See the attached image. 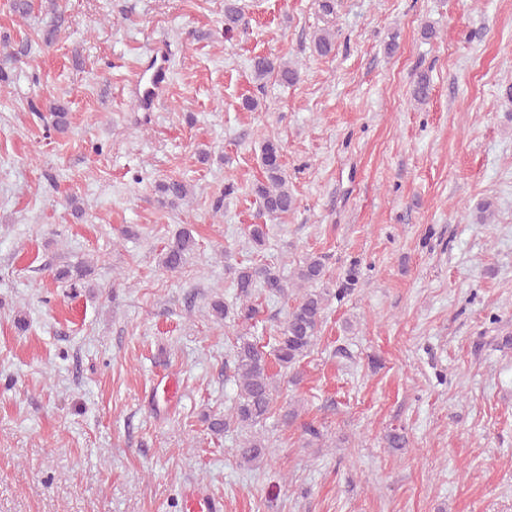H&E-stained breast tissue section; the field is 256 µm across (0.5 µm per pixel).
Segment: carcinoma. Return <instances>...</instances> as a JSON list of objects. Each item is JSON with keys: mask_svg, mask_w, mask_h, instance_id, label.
I'll use <instances>...</instances> for the list:
<instances>
[{"mask_svg": "<svg viewBox=\"0 0 512 512\" xmlns=\"http://www.w3.org/2000/svg\"><path fill=\"white\" fill-rule=\"evenodd\" d=\"M9 13L18 18L27 19L34 10V0H7ZM242 9L238 0H224V33L231 35L241 28ZM62 23L59 20L40 29L38 40L41 45L51 47L59 40ZM314 52L327 56L335 51L336 32L322 28L312 40ZM251 77L261 85L273 77L284 85H291L299 79V70L290 61L274 60L268 56L256 55L251 60ZM429 77L420 73L411 83L410 98L417 105H425L431 99ZM34 112L47 111L50 114L52 128L63 132L68 128V108L64 101L55 99L42 107H31ZM260 177L255 185L256 201L262 214L271 217L285 215L296 206V197L290 188L288 176L281 164L283 145L281 140L268 137L260 148ZM158 202L163 206L177 207L193 193L191 185L183 180L169 179L155 185ZM248 238L253 246H264L269 228L266 224H250L247 227ZM196 245L192 231L184 228L169 240L161 252L160 264L167 272H178L185 261L186 254ZM239 305L230 309L223 301L211 303V315L217 319H226L233 315L244 322L257 315L252 303L253 289L264 288L273 295H285L290 284L303 290L297 303L287 313L286 320L274 337L273 356L282 369L294 367L307 356L318 339L319 329L325 318L326 302L330 291L326 288L317 291L311 285L320 283L326 277L325 263L322 257L309 255L300 261L294 271V282L290 283L275 267L268 265L237 264L228 266ZM88 273L84 262L63 268L57 272L60 282H77ZM234 378L238 387V400L232 411L224 418H215L210 430L221 434L233 425L241 428H253L262 423L270 414L274 392V374L270 373L268 354L258 343L248 336L239 337L233 352ZM266 455L265 440L257 435L246 438L237 448L239 462L256 466L263 462Z\"/></svg>", "mask_w": 512, "mask_h": 512, "instance_id": "obj_1", "label": "carcinoma"}]
</instances>
